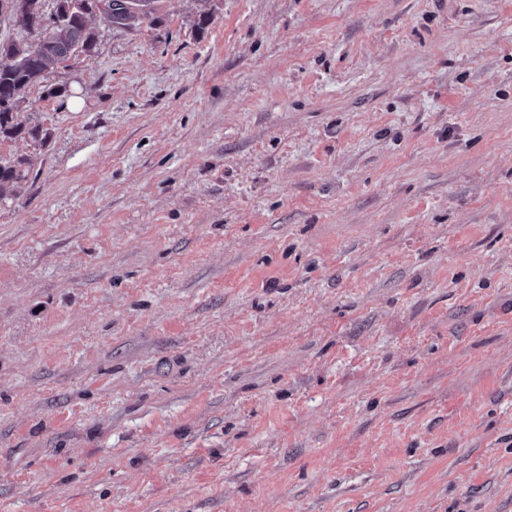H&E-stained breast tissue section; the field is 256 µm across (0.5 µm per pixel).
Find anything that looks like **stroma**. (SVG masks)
<instances>
[{
	"mask_svg": "<svg viewBox=\"0 0 512 512\" xmlns=\"http://www.w3.org/2000/svg\"><path fill=\"white\" fill-rule=\"evenodd\" d=\"M159 5L0 142V512H512V0ZM32 167L30 158H16L14 160L0 157V197L10 188L18 187L26 181Z\"/></svg>",
	"mask_w": 512,
	"mask_h": 512,
	"instance_id": "35a3bbf8",
	"label": "stroma"
}]
</instances>
